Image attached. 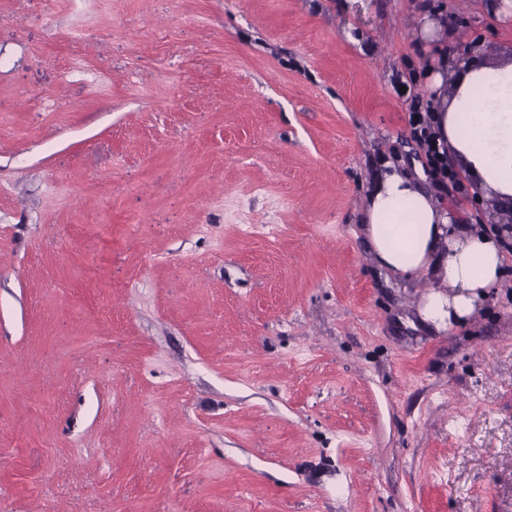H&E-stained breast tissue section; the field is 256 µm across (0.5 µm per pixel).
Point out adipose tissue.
Listing matches in <instances>:
<instances>
[{
    "mask_svg": "<svg viewBox=\"0 0 512 512\" xmlns=\"http://www.w3.org/2000/svg\"><path fill=\"white\" fill-rule=\"evenodd\" d=\"M427 77L441 94L432 106L440 143L462 159L479 190L494 199L497 228L476 229L439 207L393 162L375 176L361 222L379 268L407 279L430 278L421 308L436 328L466 322L506 275L504 222L512 217V61L487 66L472 56L443 59ZM493 102L479 107L475 88Z\"/></svg>",
    "mask_w": 512,
    "mask_h": 512,
    "instance_id": "ef3b65f1",
    "label": "adipose tissue"
}]
</instances>
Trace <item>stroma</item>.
I'll return each instance as SVG.
<instances>
[{
    "label": "stroma",
    "instance_id": "1",
    "mask_svg": "<svg viewBox=\"0 0 512 512\" xmlns=\"http://www.w3.org/2000/svg\"><path fill=\"white\" fill-rule=\"evenodd\" d=\"M488 2L0 0V512H512V272L439 330L360 225L494 227L410 126Z\"/></svg>",
    "mask_w": 512,
    "mask_h": 512
}]
</instances>
